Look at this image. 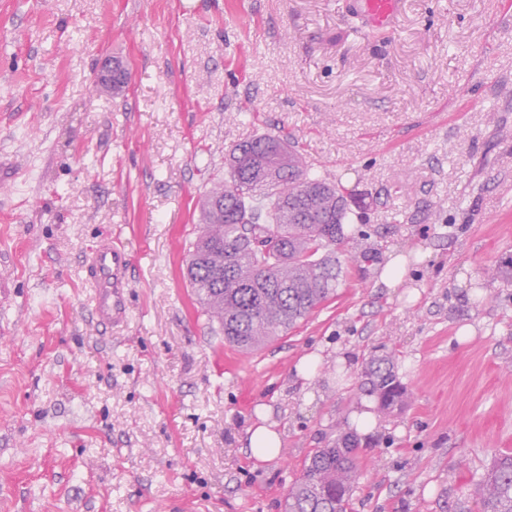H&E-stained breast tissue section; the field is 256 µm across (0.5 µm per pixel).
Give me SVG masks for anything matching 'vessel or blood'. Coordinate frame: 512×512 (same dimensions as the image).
I'll use <instances>...</instances> for the list:
<instances>
[{
  "label": "vessel or blood",
  "mask_w": 512,
  "mask_h": 512,
  "mask_svg": "<svg viewBox=\"0 0 512 512\" xmlns=\"http://www.w3.org/2000/svg\"><path fill=\"white\" fill-rule=\"evenodd\" d=\"M402 0H354V10L372 27L395 28L401 14ZM87 281L95 321L117 326L128 320V290L132 284V259L126 247L111 235H104L93 249L87 263Z\"/></svg>",
  "instance_id": "1"
}]
</instances>
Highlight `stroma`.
<instances>
[{
  "label": "stroma",
  "instance_id": "obj_1",
  "mask_svg": "<svg viewBox=\"0 0 512 512\" xmlns=\"http://www.w3.org/2000/svg\"><path fill=\"white\" fill-rule=\"evenodd\" d=\"M104 56L120 95L93 86ZM266 133L355 191L345 231L376 258L341 246L335 296L244 353L182 269L227 151ZM107 231L133 257L121 330L83 269ZM1 277L0 512H283L344 433L347 512H481L512 453V0H405L392 30L350 0H0ZM382 354L390 414L364 393ZM264 412L281 446L256 464ZM365 376L367 391L377 398L380 410L390 411L402 403L405 391L388 358L373 357Z\"/></svg>",
  "mask_w": 512,
  "mask_h": 512
}]
</instances>
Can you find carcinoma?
Segmentation results:
<instances>
[{"label": "carcinoma", "instance_id": "obj_1", "mask_svg": "<svg viewBox=\"0 0 512 512\" xmlns=\"http://www.w3.org/2000/svg\"><path fill=\"white\" fill-rule=\"evenodd\" d=\"M227 177L197 203L201 230L185 259L197 302L224 342L258 349L306 320L347 275L336 246L346 236L347 190L310 172L297 146L272 134L234 145ZM366 385L382 411L405 391L390 360L369 362ZM360 477L354 441L344 435L305 460L288 490L285 512H344ZM482 512H512V455L495 456L477 484Z\"/></svg>", "mask_w": 512, "mask_h": 512}]
</instances>
